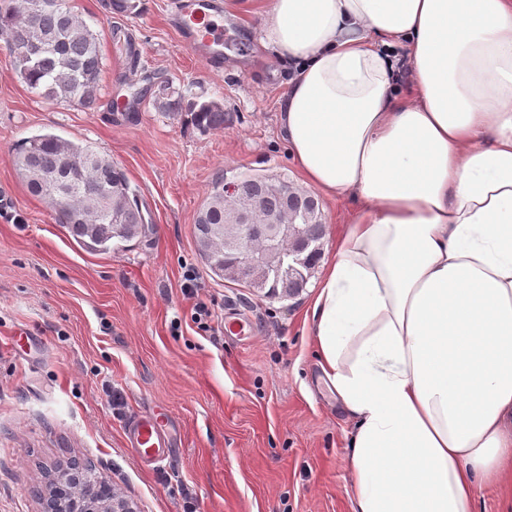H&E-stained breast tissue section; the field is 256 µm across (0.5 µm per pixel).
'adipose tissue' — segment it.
<instances>
[{"instance_id":"adipose-tissue-1","label":"adipose tissue","mask_w":512,"mask_h":512,"mask_svg":"<svg viewBox=\"0 0 512 512\" xmlns=\"http://www.w3.org/2000/svg\"><path fill=\"white\" fill-rule=\"evenodd\" d=\"M278 123L352 209L312 298L353 512H512V0H265Z\"/></svg>"}]
</instances>
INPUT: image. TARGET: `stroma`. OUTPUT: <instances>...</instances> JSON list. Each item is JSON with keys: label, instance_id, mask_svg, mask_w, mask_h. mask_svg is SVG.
Returning <instances> with one entry per match:
<instances>
[{"label": "stroma", "instance_id": "1", "mask_svg": "<svg viewBox=\"0 0 512 512\" xmlns=\"http://www.w3.org/2000/svg\"><path fill=\"white\" fill-rule=\"evenodd\" d=\"M174 2L111 16L104 0H73L103 54L92 109L32 93L0 38V512H38L33 489L71 458L138 512H353L352 425L305 322L319 275L297 297H262L211 273L194 233L218 179L304 189L277 122L291 73L256 52L259 20L246 14L225 16L224 66L212 68L188 48ZM152 80L221 102L223 128L155 109ZM45 133L124 170L152 217L141 236L87 251L28 193L13 149ZM189 270L212 311L203 324L182 291ZM235 313L247 341L224 329ZM156 413L170 450L159 468L128 435Z\"/></svg>", "mask_w": 512, "mask_h": 512}]
</instances>
